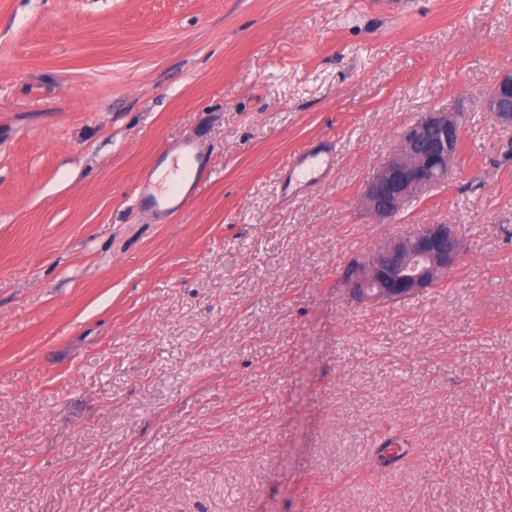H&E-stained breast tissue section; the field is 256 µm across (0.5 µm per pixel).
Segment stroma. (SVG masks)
<instances>
[{"label": "stroma", "mask_w": 512, "mask_h": 512, "mask_svg": "<svg viewBox=\"0 0 512 512\" xmlns=\"http://www.w3.org/2000/svg\"><path fill=\"white\" fill-rule=\"evenodd\" d=\"M508 73L512 0H0V512H512ZM438 110L446 181L373 218ZM191 134L210 178L140 212ZM433 223L437 288L348 294ZM496 121L504 128L512 127V74L504 75L490 91L486 103ZM465 116L427 112L408 126L389 156L365 184L364 209L379 220L402 214L426 186L445 182L448 165L459 155Z\"/></svg>", "instance_id": "35a3bbf8"}]
</instances>
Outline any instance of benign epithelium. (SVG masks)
Returning a JSON list of instances; mask_svg holds the SVG:
<instances>
[{
    "label": "benign epithelium",
    "mask_w": 512,
    "mask_h": 512,
    "mask_svg": "<svg viewBox=\"0 0 512 512\" xmlns=\"http://www.w3.org/2000/svg\"><path fill=\"white\" fill-rule=\"evenodd\" d=\"M496 121L512 127V74L504 75L486 103ZM465 116L461 112H427L408 126L389 156L365 184L364 209L379 220L402 214L426 186L445 182L448 165L459 155ZM460 254L449 224H420L366 259L345 276L359 300L385 303L409 298L444 282Z\"/></svg>",
    "instance_id": "obj_1"
}]
</instances>
